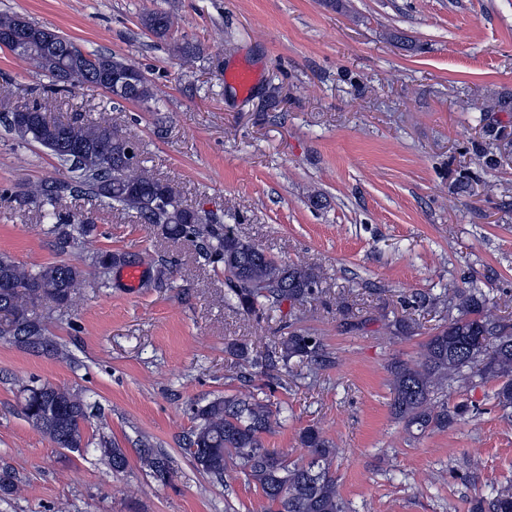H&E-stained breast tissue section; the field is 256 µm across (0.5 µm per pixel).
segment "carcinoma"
Wrapping results in <instances>:
<instances>
[{
    "label": "carcinoma",
    "mask_w": 512,
    "mask_h": 512,
    "mask_svg": "<svg viewBox=\"0 0 512 512\" xmlns=\"http://www.w3.org/2000/svg\"><path fill=\"white\" fill-rule=\"evenodd\" d=\"M23 21L17 13L1 12L0 34L19 31ZM140 23L159 40L170 35V18L164 12L147 11ZM15 54L32 61L54 91L95 84L112 88L117 100L159 102L156 86L144 71L114 53L85 51L61 36L49 44L34 40ZM118 73L125 75L126 85L111 83ZM7 129L46 150L67 172L65 181L44 179L25 191L52 224L49 232L59 250L69 247L74 234L88 232L79 217L59 209L60 201L66 195H90L109 208L136 214L145 224L162 227L171 237L199 242L205 259L222 264L224 304L247 316L259 318L286 304L293 308L322 292L323 278L316 267L279 261L236 235L224 220L185 205L169 183L141 168L136 140L108 120L50 118L34 102L9 111ZM86 284L85 271L74 264L59 261L28 268L0 254V342L67 358L68 350L50 335L39 307L44 302L67 307ZM448 310V318L425 343L422 362L398 360L390 365V411L409 433L445 429L463 419L467 405L448 406V389L475 377L496 381V405L512 409V323L496 314L486 293L474 284L456 289ZM229 354L246 362L250 372L241 389L195 409L184 451L197 470L221 481L228 468L239 469L261 488L275 512H346L330 472L334 444L319 429L308 427L300 435L307 450L302 463L264 447L262 435L273 432L286 417L252 385L256 376L289 373L294 361L329 365L323 340L307 329L293 328L253 356L242 346L230 347ZM23 393L21 413L28 423L58 448L79 454L85 450L83 425L91 407L84 396L51 384L27 386ZM97 451L112 469H124L122 449L102 437ZM140 459L158 482L167 483L175 474L174 460L148 442L141 443ZM478 509L512 512V488L496 490L488 501H479Z\"/></svg>",
    "instance_id": "carcinoma-1"
}]
</instances>
